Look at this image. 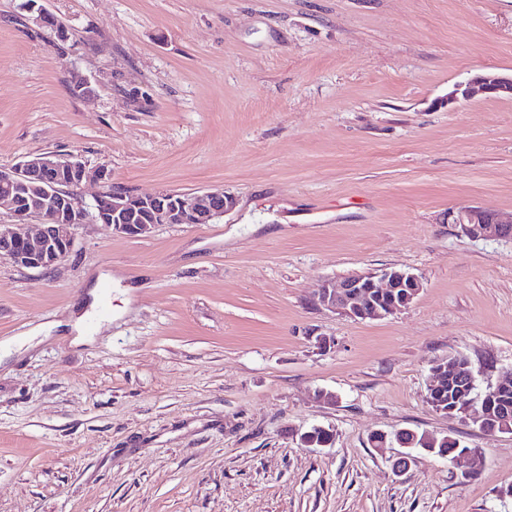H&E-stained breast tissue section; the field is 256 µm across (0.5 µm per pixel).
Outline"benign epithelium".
<instances>
[{
  "label": "benign epithelium",
  "instance_id": "obj_1",
  "mask_svg": "<svg viewBox=\"0 0 512 512\" xmlns=\"http://www.w3.org/2000/svg\"><path fill=\"white\" fill-rule=\"evenodd\" d=\"M512 99V75L487 73L459 85L448 100L457 95L471 98L476 94ZM70 170L78 173V181L60 187L57 174ZM106 188L112 174L104 167L89 168L84 163L41 154L10 168L0 169V184L6 193L0 196V210L13 218L11 224L0 225V257L33 269L47 270L64 260L75 242L76 229L95 221L102 194L90 203L80 196L87 182ZM235 206V198L220 192H162L139 195L112 192V230L130 237L149 236L159 224H207ZM453 223L462 226L473 238H511L512 224L475 206L459 207ZM422 288L413 274L396 268L380 275L358 274L340 281L327 280L314 297L316 304L358 318H381L410 305ZM460 386L469 394L476 387L474 370L452 365L431 370L427 389L434 395L445 382ZM402 448H412L421 441L437 445V439L421 437L412 431L396 435Z\"/></svg>",
  "mask_w": 512,
  "mask_h": 512
}]
</instances>
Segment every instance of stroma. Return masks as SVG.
I'll use <instances>...</instances> for the list:
<instances>
[{"label": "stroma", "mask_w": 512, "mask_h": 512, "mask_svg": "<svg viewBox=\"0 0 512 512\" xmlns=\"http://www.w3.org/2000/svg\"><path fill=\"white\" fill-rule=\"evenodd\" d=\"M25 2L0 0V168L55 154L237 204L146 238L81 225L48 271L0 258V342L109 288L91 346L54 331L0 363V512H512V431L425 401L438 358L481 391L512 374V238L450 217L512 221V99H448L512 73V0H39L64 41ZM389 268L422 283L395 314L313 300ZM403 429L481 463L395 472ZM453 223L460 224L465 232L473 238H511L512 224H503L498 218L475 206L459 207ZM443 438H441V439H443ZM421 443L431 444L433 446V448L432 447H430V448L425 447L424 449H426V450H432L433 451L436 448H438L436 453L438 455H440V456H442L441 455L442 452H446V453L448 452V460L451 463H453V460L456 459L457 457L461 459V462H463V460L465 459L467 465H470L469 468H466V469H472L473 465L475 464V458L472 455V453H469V452L463 453L466 450L472 451V449L471 448H466L465 446H462L460 441L458 439L452 437V436H450L448 438H444L443 440H441V443H444V444L440 445V443L437 444L438 443L437 439L429 437V436L423 434ZM440 448H445V450L442 451V450H440ZM454 448H458V449L454 451ZM460 455H461V457H460Z\"/></svg>", "instance_id": "35a3bbf8"}]
</instances>
